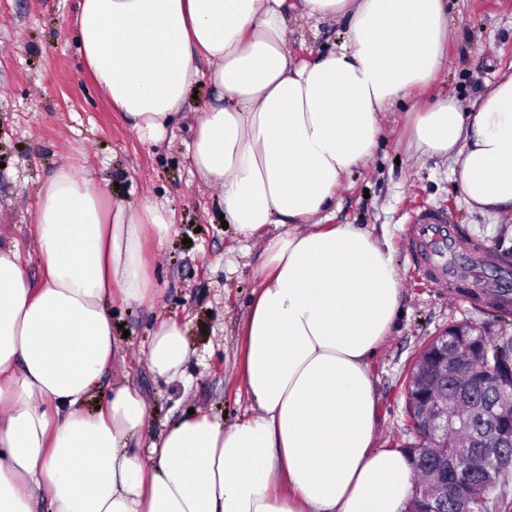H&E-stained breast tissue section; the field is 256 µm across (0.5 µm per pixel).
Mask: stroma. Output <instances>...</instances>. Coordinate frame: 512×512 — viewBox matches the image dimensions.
Listing matches in <instances>:
<instances>
[{"label": "stroma", "instance_id": "stroma-1", "mask_svg": "<svg viewBox=\"0 0 512 512\" xmlns=\"http://www.w3.org/2000/svg\"><path fill=\"white\" fill-rule=\"evenodd\" d=\"M76 3L0 0V236L18 243L29 277L39 280L32 211L42 182L66 161L104 182L113 197L164 202L176 232L148 248L158 293L149 305L113 306L120 353L103 385L138 386L150 402L148 428L155 433L192 408L233 424L246 405L239 394L238 348L264 261L262 247L234 228H222L224 205L204 187L186 150L193 137L186 119L153 145L112 109L78 51ZM345 31L340 23L293 22L288 49L313 57L341 43ZM448 31V66L419 99L456 97L477 110L489 85L512 71V0H450ZM403 126V113L387 115L372 158L345 178L327 212L328 223L360 224L387 236L400 279L401 317L372 364L382 415L379 440L387 448L409 442L406 378L432 337L466 322L494 336L512 335V311L453 297L422 277L407 237L420 208L446 210L466 241L511 260L512 235L494 216L468 209L447 159L412 156ZM161 316L183 328L190 351L186 381L160 382L146 364L154 321Z\"/></svg>", "mask_w": 512, "mask_h": 512}]
</instances>
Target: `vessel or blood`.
<instances>
[{"label": "vessel or blood", "instance_id": "vessel-or-blood-1", "mask_svg": "<svg viewBox=\"0 0 512 512\" xmlns=\"http://www.w3.org/2000/svg\"><path fill=\"white\" fill-rule=\"evenodd\" d=\"M409 231L419 248L423 277L444 288L459 287L456 271L467 267L468 260L459 249L458 228L447 213L424 208L411 219Z\"/></svg>", "mask_w": 512, "mask_h": 512}]
</instances>
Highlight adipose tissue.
<instances>
[{"instance_id":"ef3b65f1","label":"adipose tissue","mask_w":512,"mask_h":512,"mask_svg":"<svg viewBox=\"0 0 512 512\" xmlns=\"http://www.w3.org/2000/svg\"><path fill=\"white\" fill-rule=\"evenodd\" d=\"M292 16L345 23L347 36L297 58ZM78 31L142 142L167 138L192 85L214 94L188 149L265 255L243 324L248 407L229 426L198 411L155 435L136 386L99 393L118 352L105 301L151 299L144 243L174 223L62 163L33 214L41 281L0 241V512H406L412 463L378 444L370 372L399 316L396 269L368 228L322 216L398 104L409 150L447 158L469 209L512 214V73L477 111L448 97L415 108L448 63L447 0H79ZM189 357L181 326L159 320L154 376L184 379Z\"/></svg>"}]
</instances>
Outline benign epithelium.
Returning a JSON list of instances; mask_svg holds the SVG:
<instances>
[{
    "instance_id": "obj_1",
    "label": "benign epithelium",
    "mask_w": 512,
    "mask_h": 512,
    "mask_svg": "<svg viewBox=\"0 0 512 512\" xmlns=\"http://www.w3.org/2000/svg\"><path fill=\"white\" fill-rule=\"evenodd\" d=\"M470 330L459 324L432 339L429 356L431 383L419 388L414 377L406 381L407 400L411 402L410 428L430 434L438 428L448 429V407L472 406V417L480 425L470 424L468 440L457 452L453 462L442 461L434 472L443 491L448 480L469 483L472 474L471 458H500L501 449L512 447V357L498 362L496 371L471 367L482 347L483 337H469ZM491 388L498 398L479 407L473 406L470 390L473 387ZM441 444L427 448L417 443L409 446L413 467H418L426 455L438 454Z\"/></svg>"
}]
</instances>
